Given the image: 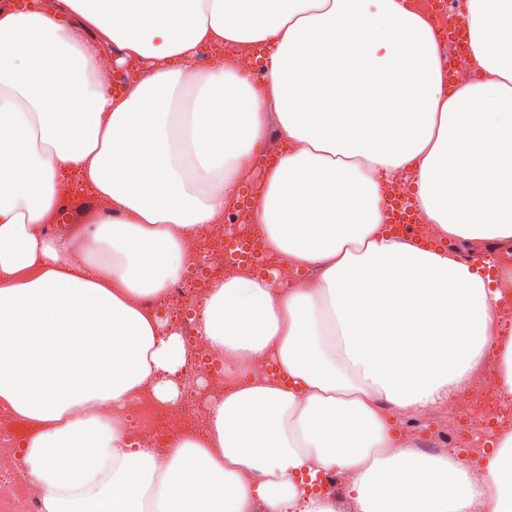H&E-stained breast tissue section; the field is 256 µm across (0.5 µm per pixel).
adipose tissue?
<instances>
[{"instance_id":"obj_1","label":"adipose tissue","mask_w":512,"mask_h":512,"mask_svg":"<svg viewBox=\"0 0 512 512\" xmlns=\"http://www.w3.org/2000/svg\"><path fill=\"white\" fill-rule=\"evenodd\" d=\"M464 15L480 77L451 86L408 0H0V408L42 512H512V431L472 464L395 425L490 357L512 398V264L463 258L512 253V0ZM227 42L265 47L261 81L196 65ZM110 52L147 63L120 95ZM273 125L253 221L317 275L211 282L199 333L233 385L159 456L106 415L180 394L183 340L143 301L196 263ZM405 171L445 248L388 231ZM75 180L104 204L82 236L60 225ZM336 472L342 497L312 491Z\"/></svg>"}]
</instances>
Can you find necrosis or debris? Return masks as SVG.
I'll use <instances>...</instances> for the list:
<instances>
[{
	"mask_svg": "<svg viewBox=\"0 0 512 512\" xmlns=\"http://www.w3.org/2000/svg\"><path fill=\"white\" fill-rule=\"evenodd\" d=\"M248 243L258 237L255 224L244 207H236L225 215L223 223L204 225L201 233L187 241L186 248L199 258L198 264L187 278L176 281L168 288L166 297L146 301V308L157 310L177 302L185 315L178 331L187 353V385L180 398L158 410L155 418L145 420L138 428L142 447L153 449L158 455L170 451L157 431L164 424L171 433L198 428L210 405L223 396L230 383L222 370L215 366L216 357L200 336L196 313L208 292L211 280L227 277L241 269V259L226 248L228 237ZM494 374L492 362H485L470 389L455 395L432 416L439 427L437 436L424 437L425 423L421 416L404 414L408 437L422 448L462 449L469 456L480 455L487 441L504 424L493 416L487 406V388ZM14 426L11 420L0 417V503L9 512H40V497L24 464L11 451Z\"/></svg>",
	"mask_w": 512,
	"mask_h": 512,
	"instance_id": "1",
	"label": "necrosis or debris"
}]
</instances>
